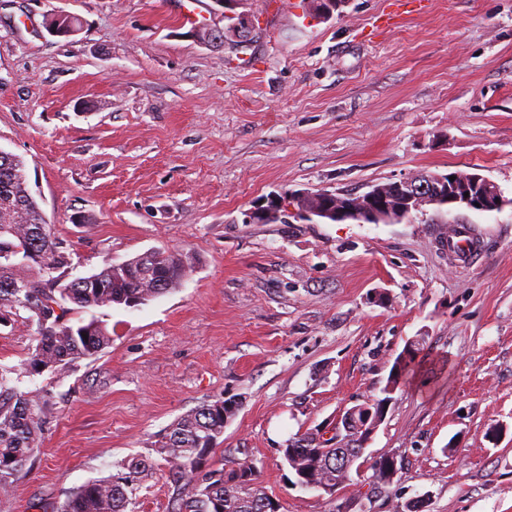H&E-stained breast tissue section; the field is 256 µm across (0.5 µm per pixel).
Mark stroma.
Listing matches in <instances>:
<instances>
[{
	"instance_id": "1",
	"label": "stroma",
	"mask_w": 512,
	"mask_h": 512,
	"mask_svg": "<svg viewBox=\"0 0 512 512\" xmlns=\"http://www.w3.org/2000/svg\"><path fill=\"white\" fill-rule=\"evenodd\" d=\"M184 2L0 0V150L23 158L71 276L154 249L194 258L145 304L73 310L112 342L59 372H24L37 325L10 310L0 365L43 427L0 512H56L137 455L154 469L133 512H178L156 441L218 398L238 411L203 470L252 459L280 512H512V0H431L383 33L391 0L327 20L307 0H246L244 51L201 43ZM57 12L77 35L49 33ZM423 170L479 171L510 200L468 213L467 266L444 224L246 219L273 194ZM413 340L422 372L363 441L367 460L394 457V482L292 485L289 439L332 437Z\"/></svg>"
}]
</instances>
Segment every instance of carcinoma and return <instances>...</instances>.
<instances>
[{
	"label": "carcinoma",
	"mask_w": 512,
	"mask_h": 512,
	"mask_svg": "<svg viewBox=\"0 0 512 512\" xmlns=\"http://www.w3.org/2000/svg\"><path fill=\"white\" fill-rule=\"evenodd\" d=\"M374 187L382 189L388 202L403 198L406 191L398 181L376 183ZM374 209L375 205L362 200L356 211L339 222L375 224ZM412 219L425 224L448 223L442 206H427L404 217L406 221ZM22 246L31 248L40 260L17 266L4 259V254ZM70 266V254L57 240L27 187L23 162L15 156L0 158V309L21 307L38 326L37 344L24 363L25 371L41 367L63 370L77 358L101 352L112 341L105 326L94 318L71 323L66 318L70 309L64 303L85 310L127 306L132 301L139 306L178 288L192 270L193 258L183 252L154 250L129 259L124 268L115 269L108 263L93 274L102 284L100 288L63 279ZM50 269L57 271V288L46 287ZM55 295L62 303L58 314L51 308ZM419 351L417 341L405 346L389 372L379 402L391 400L405 384ZM9 372L0 367V493L9 490L13 478L27 465L40 432L34 396L9 386ZM225 425L224 400L207 401L177 418L159 440L170 476L186 490L184 512H279L273 508L274 497L259 484L251 461L245 459L229 472L201 473L202 457L224 434ZM362 426L363 419L357 413L353 422L343 425L347 433L337 448H328L313 437L288 441L282 449L283 459L295 482L334 488L349 480L346 459L365 453L357 444ZM386 460L387 456L380 455L370 465L374 484L380 489L397 476V472L385 470ZM118 468L117 474L89 481L72 492L57 512H126L130 495L152 472V465L146 458L132 457Z\"/></svg>",
	"instance_id": "1"
}]
</instances>
